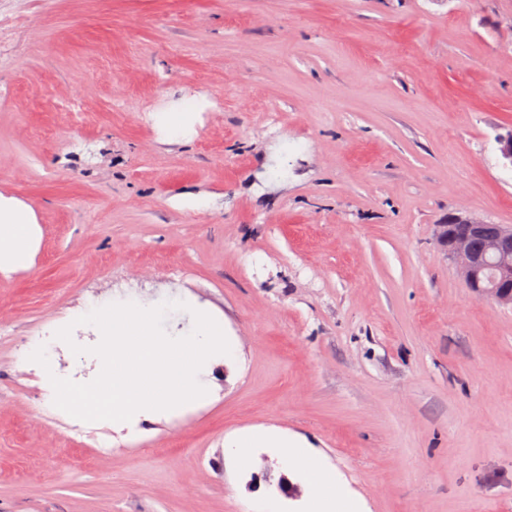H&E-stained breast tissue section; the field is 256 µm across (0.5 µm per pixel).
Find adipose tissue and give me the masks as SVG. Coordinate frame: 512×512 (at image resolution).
Returning a JSON list of instances; mask_svg holds the SVG:
<instances>
[{"label":"adipose tissue","instance_id":"ef3b65f1","mask_svg":"<svg viewBox=\"0 0 512 512\" xmlns=\"http://www.w3.org/2000/svg\"><path fill=\"white\" fill-rule=\"evenodd\" d=\"M37 222L31 210L20 200L0 194V271L30 267L36 241ZM271 448L283 462L304 473L317 499L329 502L341 499L335 474L320 457L297 446L295 441L277 434H243L231 440L227 452L240 463H248L256 445Z\"/></svg>","mask_w":512,"mask_h":512}]
</instances>
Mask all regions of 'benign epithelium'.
<instances>
[{"label":"benign epithelium","mask_w":512,"mask_h":512,"mask_svg":"<svg viewBox=\"0 0 512 512\" xmlns=\"http://www.w3.org/2000/svg\"><path fill=\"white\" fill-rule=\"evenodd\" d=\"M483 222L472 218L453 217L438 225V241L457 264L471 294L502 305H512V226L499 225L489 239L487 251L497 259L493 284L480 279L481 257L476 253L473 238L483 229Z\"/></svg>","instance_id":"benign-epithelium-1"}]
</instances>
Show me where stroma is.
<instances>
[{
    "instance_id": "obj_1",
    "label": "stroma",
    "mask_w": 512,
    "mask_h": 512,
    "mask_svg": "<svg viewBox=\"0 0 512 512\" xmlns=\"http://www.w3.org/2000/svg\"><path fill=\"white\" fill-rule=\"evenodd\" d=\"M185 97L167 140L152 114ZM509 133L512 0H0V194L38 223L0 273V512H311L267 449L227 454L248 430L311 447L356 512H512V305L435 239L512 225ZM125 295L185 302L172 336L211 315L236 355L180 415L97 422L99 457L18 357ZM100 338L53 365L92 381ZM195 109L196 104L193 101H188L178 111L156 112L155 123L170 139L178 140L186 134L190 114Z\"/></svg>"
}]
</instances>
